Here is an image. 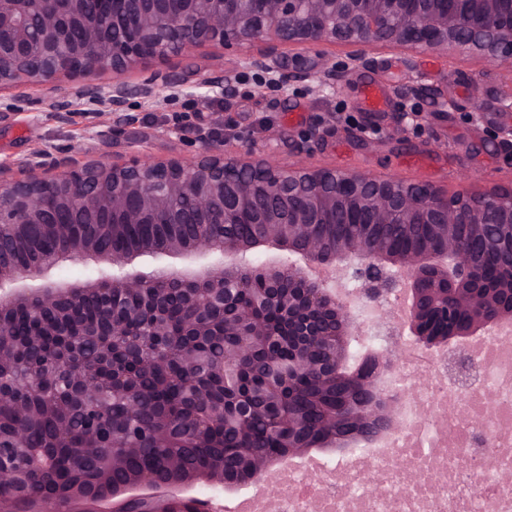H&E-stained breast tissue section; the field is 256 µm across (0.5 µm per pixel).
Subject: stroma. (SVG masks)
Segmentation results:
<instances>
[{"label":"stroma","mask_w":512,"mask_h":512,"mask_svg":"<svg viewBox=\"0 0 512 512\" xmlns=\"http://www.w3.org/2000/svg\"><path fill=\"white\" fill-rule=\"evenodd\" d=\"M416 78L448 98L446 113L433 114L430 101L401 95V88ZM369 84L383 90L384 110L375 112L364 106V88ZM511 91L510 69L467 57L445 61L429 54L415 55L409 65L403 53L385 50L376 66L353 73L330 96H312L301 87L283 94L248 74L229 106L220 99L186 97L158 108L136 104L132 112L147 157L156 162L191 156L198 134L211 127L216 116L227 114L247 143L282 162L300 157L298 148L304 145L308 131L325 124L329 133L303 156L313 166L426 181L451 192H478L494 185L512 186V158L498 151L486 136L487 127L506 123L499 100ZM28 93L39 98L38 111L19 113L0 125V161L12 162V177H25L18 159L40 149L68 150L75 167L96 160L120 163L127 159L126 143L99 141L89 135L93 129L107 130L111 113H76L63 123L51 106L55 90L38 85ZM411 107L422 112V120L410 125L405 136H391L393 113ZM475 110L483 112V122L469 120V112Z\"/></svg>","instance_id":"obj_1"}]
</instances>
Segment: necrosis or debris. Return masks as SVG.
<instances>
[{"instance_id":"4bbe7bcc","label":"necrosis or debris","mask_w":512,"mask_h":512,"mask_svg":"<svg viewBox=\"0 0 512 512\" xmlns=\"http://www.w3.org/2000/svg\"><path fill=\"white\" fill-rule=\"evenodd\" d=\"M406 359L397 376L406 408L402 430L332 473L312 463L289 467L278 475L285 493L251 496L248 512H512V484L483 468L490 456L498 471L512 472V358L476 353L483 383L468 390L422 364L419 353ZM479 430L490 437L482 448L472 445ZM450 433L455 442L448 445Z\"/></svg>"}]
</instances>
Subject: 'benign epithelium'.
Segmentation results:
<instances>
[{
    "label": "benign epithelium",
    "mask_w": 512,
    "mask_h": 512,
    "mask_svg": "<svg viewBox=\"0 0 512 512\" xmlns=\"http://www.w3.org/2000/svg\"><path fill=\"white\" fill-rule=\"evenodd\" d=\"M340 46L324 55L311 74L288 65L285 49ZM206 47L234 53V66L190 83L181 63ZM402 48L440 57L467 55L512 69V0H0V124L11 121L33 99L12 93L31 83L69 87L52 105L62 118L106 108L112 129L92 137H123L135 144L136 118L129 112L137 96H204L230 104L237 76L253 72L286 92L303 84L314 95L338 90L353 71L377 63L375 51ZM138 71L132 83L126 75ZM112 78L105 80L103 76ZM489 138L512 154V125L489 128ZM230 134L199 135L188 158L155 163L136 149L119 165L97 161L75 169L64 151L37 150L18 162L23 179H10V163H0V322L19 309L49 311L59 319H78L77 310L95 300L101 324L76 325L67 365L35 353L40 339L25 348L48 379L63 372L69 397L57 402L67 416L91 418L69 464L75 485L65 492L59 512H221L224 470L181 473L170 482L136 476L112 485L119 464L113 448L112 397L136 405L124 387L103 389L85 368L81 337L99 342L112 355L116 296L154 288L151 336L167 334L158 317L172 284L183 292V335L211 336L217 302L234 288H249L254 250L278 251L262 267L264 304L288 310V335L297 337V364H307L316 341L330 350L324 378L339 373L368 394L356 406L350 428L333 433L340 445L370 442L402 426V392L388 385L405 336L428 349L441 347L448 376L467 389L476 366L471 338L490 335L512 323V298L498 301V290L471 284L473 253L460 241L474 233L487 250L512 262V187L453 194L435 185L360 170L318 169L304 163L284 166L270 157L225 150ZM365 224L368 230L328 247L314 229L319 224ZM115 224H151L155 240L132 255L100 247L98 230ZM253 224L245 240L230 242L204 231L206 226ZM388 224H430L442 246L436 250L395 252L380 229ZM49 231L57 256L80 257L97 268L82 283L48 278L51 268L23 266L16 259ZM144 257L177 258L138 269ZM495 303L498 312L484 317ZM243 313L224 320L223 334L241 337L249 348L264 335L259 323L246 328ZM386 346L349 367L345 352L352 336L380 335ZM187 397L197 396L199 352L185 347L178 358ZM11 403L21 419L30 412L18 384L0 378V404ZM278 458H248L251 476L232 488L264 482ZM26 461L0 459V479L21 476ZM0 512H46L42 499L25 490L0 498Z\"/></svg>",
    "instance_id": "1"
}]
</instances>
